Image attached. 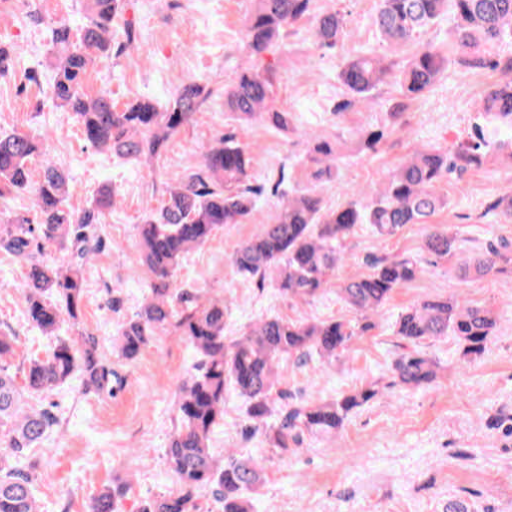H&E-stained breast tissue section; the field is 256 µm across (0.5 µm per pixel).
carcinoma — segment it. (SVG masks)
Masks as SVG:
<instances>
[{"label":"carcinoma","instance_id":"1","mask_svg":"<svg viewBox=\"0 0 512 512\" xmlns=\"http://www.w3.org/2000/svg\"><path fill=\"white\" fill-rule=\"evenodd\" d=\"M316 0H253L245 47L261 56L281 34L306 17H314V41L333 50L347 35L345 15L336 9L315 12ZM453 5L457 20L458 64L466 69L491 68L499 79L484 97L480 111L485 123L471 128L468 141L457 147L431 146L403 161L389 175L368 204L349 201L336 209L324 208L317 184L336 177L345 141L315 135L306 138V160L311 186L283 197L274 214L257 234L231 253L236 271L265 287L269 282L290 300L310 301L336 286L358 321L342 318L292 320L261 318L238 336L225 334L227 306L222 299L200 301L198 291L185 288L176 271L194 248L204 245L226 224L252 219L259 191L249 184L251 158L232 136L210 145L202 164L166 187L165 199L149 210L137 225L141 261L149 278V295L140 310L123 321L116 333L119 357L132 362L142 349L168 326L174 327L194 349L197 361L177 398L178 423L164 455L176 487L144 502L140 512H200L199 497L211 493L220 512H254L255 490L263 479L264 460L242 459L224 452L218 459L210 448L214 428L224 420V392L233 387L246 404L245 431L284 459L304 438L338 433L349 417L378 398L376 384L368 383L330 399L283 401L280 385L288 361L303 364L317 357L333 365L348 353L351 341L374 327L372 319L392 293L414 282L422 267L412 256L374 258L365 275L338 281L345 263L342 243L357 228L369 226L382 237H393L407 224L425 225V247L432 255L456 259V270L478 278L512 272V249L489 246L466 254L451 226L428 223L446 202L437 186L446 179L460 182L482 167L496 142L492 132L512 131V57H494L484 46L512 41V0H379L374 24L392 50L413 40ZM123 0H83L84 23L78 34L66 24L49 28L54 47L48 95L53 103L74 115L84 139L99 150L138 160L160 157L170 137L199 111L212 91L190 83L160 107L151 99H137L118 108L109 91L90 97L85 80L97 59L112 52V26L123 10ZM446 58L423 45L402 64L386 57L363 55L340 62L338 79L349 99L336 115L356 102L374 103L379 87L392 82L402 102L390 113L392 124L406 104L425 95L444 69ZM272 77L251 67H240L224 85L225 111L241 122L261 120L288 131L290 112L272 105ZM39 152L30 135L0 134V197L29 192L36 207L37 226L16 215L0 218V251L27 267L24 314L28 323L52 342L45 357L28 358L21 369L23 387L9 372L19 356L17 336L0 330V512H39L33 478L26 460L58 424L46 409L23 400L46 396L77 376L84 392H112V363L99 351L95 337L57 335L61 324L79 327L83 318L86 267L102 246L99 224L112 207V190L104 187L91 205L72 209L67 203L68 176L48 166L33 180L28 163ZM70 253L66 267L55 268L35 256L34 233ZM494 312L458 299L430 298L402 312L395 335L402 352L390 367L389 387L419 389L431 385L441 369L421 346L424 341L452 336L460 359L480 358L493 335ZM127 485L103 489L90 512H116Z\"/></svg>","mask_w":512,"mask_h":512}]
</instances>
